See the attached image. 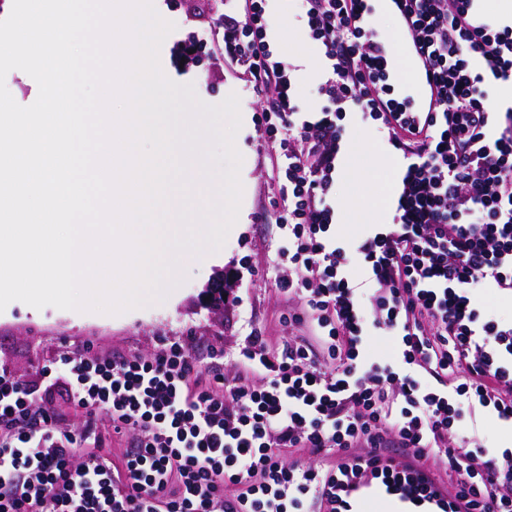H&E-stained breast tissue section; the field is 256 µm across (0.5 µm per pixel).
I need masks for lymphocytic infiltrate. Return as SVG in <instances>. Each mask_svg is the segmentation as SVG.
<instances>
[{
  "label": "lymphocytic infiltrate",
  "instance_id": "lymphocytic-infiltrate-1",
  "mask_svg": "<svg viewBox=\"0 0 512 512\" xmlns=\"http://www.w3.org/2000/svg\"><path fill=\"white\" fill-rule=\"evenodd\" d=\"M300 2L324 60L313 110L267 39L265 0H224L216 25L266 100L256 121L283 201L271 217L302 273L281 287L309 335L274 353L251 331L231 379L223 353L201 366L189 336L148 356L59 354L41 390L0 366V512H353L372 486L436 512H512V448L448 436L479 406L512 422V318L483 304L512 293V100L493 97L512 83V20L479 0H393L418 100L396 94L364 0ZM350 112L377 122L400 171L391 223L348 247L334 218ZM373 329L398 333V353L364 357ZM105 423L127 443L120 460Z\"/></svg>",
  "mask_w": 512,
  "mask_h": 512
}]
</instances>
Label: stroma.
<instances>
[{
    "label": "stroma",
    "mask_w": 512,
    "mask_h": 512,
    "mask_svg": "<svg viewBox=\"0 0 512 512\" xmlns=\"http://www.w3.org/2000/svg\"><path fill=\"white\" fill-rule=\"evenodd\" d=\"M159 14L175 25L165 39V66L170 79L190 83L205 103L223 101L225 94L236 93L240 109L248 121L239 134L243 157L240 174L245 183L241 209L248 216L243 231L228 237L223 251L226 266H209L190 260L184 265L185 282L174 296L145 308L119 315L60 310L51 306L35 309L22 302L10 303L0 312V365L25 379L35 378L42 366L65 350L121 355L153 353L166 336H192L193 350L199 360L209 353L223 351L224 371L235 375L231 358L244 345L251 329L262 330L270 347L281 346L300 330L288 326L289 311L300 309L298 298L281 290L279 282L291 277L287 260L277 255L283 233L278 225L262 221L263 213L273 208L276 171L275 152L259 130L255 118L261 102L251 98L245 86L244 67L225 63L221 54L207 52L199 62L182 65V47L189 34L212 28L219 14L220 0H158ZM267 34L281 58L291 66L296 89L308 106L318 104L316 84L323 66L321 52L310 38L299 17L298 0H267ZM371 25L391 44L398 69L402 71V92L421 95L410 66L408 47L397 36L396 19L384 9H376ZM346 156L356 157L354 169H341L336 181L338 211H350L353 222L344 224L346 240L366 231L364 217L386 224L391 213L386 199L375 198L376 183H394L398 163L372 120L361 114H347L344 121ZM233 269L238 277L229 290L221 312H213L203 303L212 281Z\"/></svg>",
    "instance_id": "35a3bbf8"
}]
</instances>
